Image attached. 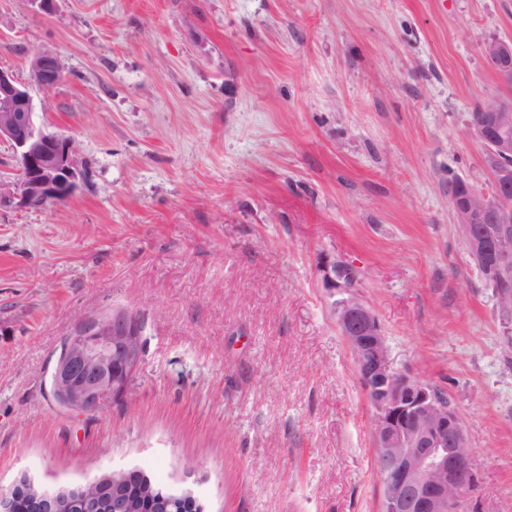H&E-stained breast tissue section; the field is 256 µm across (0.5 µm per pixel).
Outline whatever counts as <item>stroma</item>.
<instances>
[{
	"mask_svg": "<svg viewBox=\"0 0 512 512\" xmlns=\"http://www.w3.org/2000/svg\"><path fill=\"white\" fill-rule=\"evenodd\" d=\"M512 0H0V69L63 77L36 119L76 193L0 210V490L137 467L204 512H379L376 411L320 265L361 272L393 364L464 423L481 512H512V352L448 197L490 190L471 112ZM130 311L132 399L49 374L78 318ZM31 70L35 74V83L43 91H52L60 82L62 73L58 59L50 54L38 53L31 62ZM32 73V77L34 75Z\"/></svg>",
	"mask_w": 512,
	"mask_h": 512,
	"instance_id": "stroma-1",
	"label": "stroma"
}]
</instances>
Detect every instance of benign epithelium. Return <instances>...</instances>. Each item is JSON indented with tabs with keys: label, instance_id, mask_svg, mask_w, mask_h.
<instances>
[{
	"label": "benign epithelium",
	"instance_id": "1",
	"mask_svg": "<svg viewBox=\"0 0 512 512\" xmlns=\"http://www.w3.org/2000/svg\"><path fill=\"white\" fill-rule=\"evenodd\" d=\"M486 65L512 85V38L482 47ZM36 85L53 90L62 73L58 59L38 53L31 62ZM29 85L0 69V140L10 143L17 178L0 180V210L32 208L70 198L83 180L86 161L73 138L45 130L34 119ZM467 133L485 148L495 189L462 181L450 194L455 222L475 265L489 281L512 343V105L490 103L471 113ZM323 286L341 334L356 355L360 383L375 408L376 463L383 512H478V484L467 433L456 408L438 401L430 384L397 370L383 328L358 292L359 271L343 260L326 261ZM144 350L139 317L124 312L79 319L65 337L50 376L59 403L92 415L107 400L132 394ZM131 470H117L72 489L46 488L23 474L0 491V512H14L16 489L48 502L62 496L91 501L108 482L128 487Z\"/></svg>",
	"mask_w": 512,
	"mask_h": 512
}]
</instances>
